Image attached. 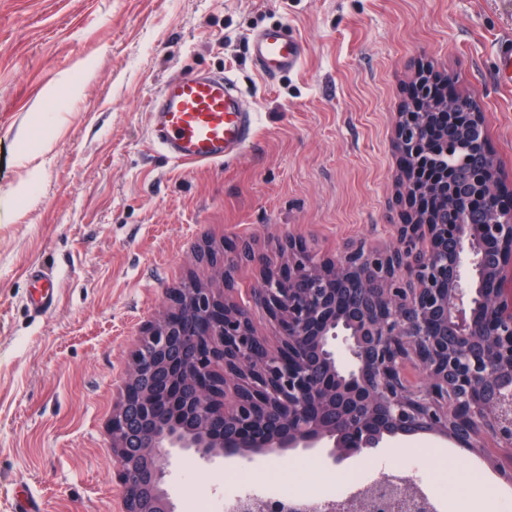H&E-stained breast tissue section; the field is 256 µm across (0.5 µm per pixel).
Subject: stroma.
Listing matches in <instances>:
<instances>
[{
	"label": "stroma",
	"mask_w": 512,
	"mask_h": 512,
	"mask_svg": "<svg viewBox=\"0 0 512 512\" xmlns=\"http://www.w3.org/2000/svg\"><path fill=\"white\" fill-rule=\"evenodd\" d=\"M274 24L307 53L267 80L248 37ZM509 39L512 0H0V512H121L110 421L127 360L172 289L210 283L203 248L395 244L394 122L418 67L476 95L511 192ZM192 70L233 74L256 113L221 164L175 163L148 135L151 97ZM33 266L54 277L50 311L30 303ZM468 464L426 436L322 474L401 465L447 490L446 512H501ZM235 468L189 459L165 487L196 512Z\"/></svg>",
	"instance_id": "1"
}]
</instances>
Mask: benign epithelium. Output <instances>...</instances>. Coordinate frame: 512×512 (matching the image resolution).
Listing matches in <instances>:
<instances>
[{
	"instance_id": "obj_1",
	"label": "benign epithelium",
	"mask_w": 512,
	"mask_h": 512,
	"mask_svg": "<svg viewBox=\"0 0 512 512\" xmlns=\"http://www.w3.org/2000/svg\"><path fill=\"white\" fill-rule=\"evenodd\" d=\"M474 119L462 150L484 174L489 223L472 222L470 209L455 210L454 224L431 213V188L411 178L423 169L448 175V159L421 151L427 113L400 112L410 210L399 246L351 245L329 259L285 236L269 253L243 240L201 252L224 288L172 291L131 355L112 411L123 512H174L163 483L171 448L206 463L301 449L338 466L398 435L449 438L483 457L486 436L512 447V198L483 114ZM241 263L261 274L248 305L234 295ZM253 307L265 310L276 344L257 334ZM418 483L377 482L345 509L379 498L392 512H421Z\"/></svg>"
}]
</instances>
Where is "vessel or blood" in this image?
<instances>
[{"mask_svg":"<svg viewBox=\"0 0 512 512\" xmlns=\"http://www.w3.org/2000/svg\"><path fill=\"white\" fill-rule=\"evenodd\" d=\"M249 54L267 79L295 72L305 58L303 41L282 26L249 38ZM149 133L177 163L211 164L233 158L251 139L255 115L234 78L194 71L168 78L148 105Z\"/></svg>","mask_w":512,"mask_h":512,"instance_id":"vessel-or-blood-1","label":"vessel or blood"}]
</instances>
